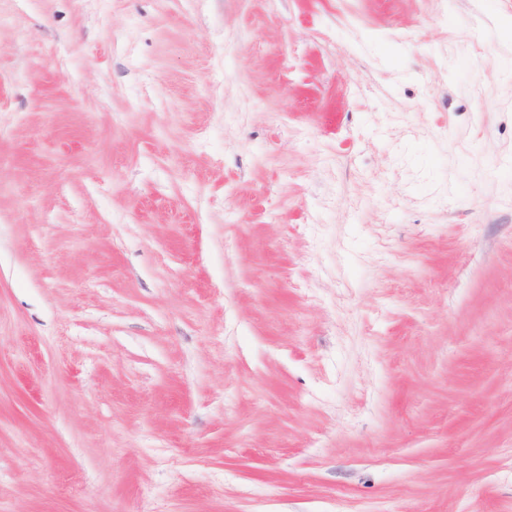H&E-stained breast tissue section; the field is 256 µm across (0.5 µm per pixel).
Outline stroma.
<instances>
[{"label": "stroma", "instance_id": "35a3bbf8", "mask_svg": "<svg viewBox=\"0 0 512 512\" xmlns=\"http://www.w3.org/2000/svg\"><path fill=\"white\" fill-rule=\"evenodd\" d=\"M512 0H0V512H512Z\"/></svg>", "mask_w": 512, "mask_h": 512}]
</instances>
